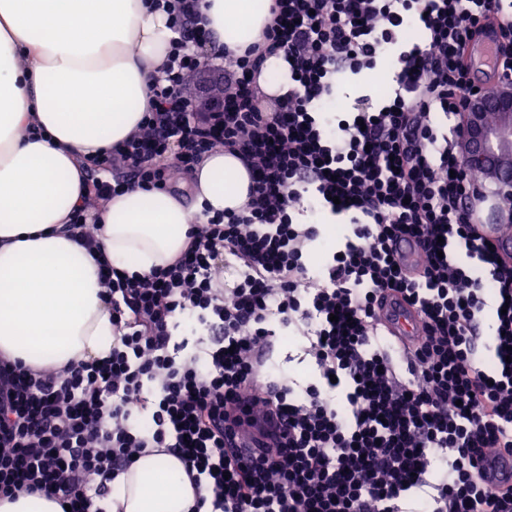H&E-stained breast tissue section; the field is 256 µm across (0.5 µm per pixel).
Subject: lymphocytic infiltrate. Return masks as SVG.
<instances>
[{
    "label": "lymphocytic infiltrate",
    "instance_id": "lymphocytic-infiltrate-1",
    "mask_svg": "<svg viewBox=\"0 0 512 512\" xmlns=\"http://www.w3.org/2000/svg\"><path fill=\"white\" fill-rule=\"evenodd\" d=\"M205 0H151L172 32L141 126L86 167L71 224L92 243L101 204L130 189L166 188L224 147L252 173L237 211L203 206L185 251L144 275L101 265L116 337L103 360L37 370L0 360V496L42 493L71 512H107L111 484L146 448L177 458L210 512H512V487L480 468L512 453V265L473 231L476 179L463 168L459 125L476 83L467 39L498 21L504 0H272L266 46L212 50ZM422 42H400L409 25ZM282 54L288 89L257 78ZM393 58L389 96L336 111L345 74ZM224 71V93L185 84ZM348 216L343 249L323 277L306 216ZM422 265H402L395 238ZM488 264L480 276L459 260ZM238 279L225 287L222 273ZM415 307L414 348L385 331L388 296ZM493 312L496 365L474 340ZM305 337L319 379L298 387L269 363L281 331ZM272 416L281 441L250 464L227 449L244 419Z\"/></svg>",
    "mask_w": 512,
    "mask_h": 512
}]
</instances>
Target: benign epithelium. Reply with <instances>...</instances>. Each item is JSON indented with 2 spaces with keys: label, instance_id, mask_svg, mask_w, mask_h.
<instances>
[{
  "label": "benign epithelium",
  "instance_id": "1",
  "mask_svg": "<svg viewBox=\"0 0 512 512\" xmlns=\"http://www.w3.org/2000/svg\"><path fill=\"white\" fill-rule=\"evenodd\" d=\"M498 114L496 123L487 113ZM466 168L482 171L495 186L501 219L512 222V85L468 101L459 136Z\"/></svg>",
  "mask_w": 512,
  "mask_h": 512
}]
</instances>
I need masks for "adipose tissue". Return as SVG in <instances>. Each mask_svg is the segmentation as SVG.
Returning a JSON list of instances; mask_svg holds the SVG:
<instances>
[{
  "instance_id": "1",
  "label": "adipose tissue",
  "mask_w": 512,
  "mask_h": 512,
  "mask_svg": "<svg viewBox=\"0 0 512 512\" xmlns=\"http://www.w3.org/2000/svg\"><path fill=\"white\" fill-rule=\"evenodd\" d=\"M216 46L262 42L270 0H207ZM167 15L146 0H0V355L41 368L112 347L99 265L145 274L188 244L192 205L237 210L251 176L209 153L186 193L134 188L107 201L93 248L69 230L83 167L125 140L149 107L166 60ZM41 135H33V128ZM196 491L165 451L139 457L112 485L110 512H189Z\"/></svg>"
}]
</instances>
